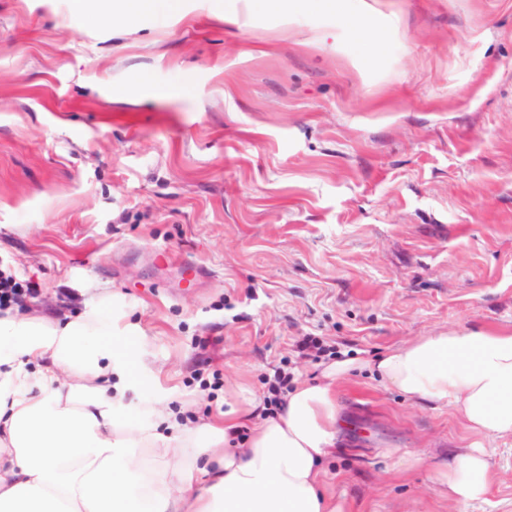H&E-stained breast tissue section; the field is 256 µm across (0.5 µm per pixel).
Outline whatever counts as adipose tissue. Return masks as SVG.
<instances>
[{"label":"adipose tissue","mask_w":512,"mask_h":512,"mask_svg":"<svg viewBox=\"0 0 512 512\" xmlns=\"http://www.w3.org/2000/svg\"><path fill=\"white\" fill-rule=\"evenodd\" d=\"M241 8L293 19L320 9L363 53L377 47L367 0H225V14ZM120 332L108 295L75 315H0V512H344L320 464L340 431L336 391L363 370L410 402L450 407L466 431L437 466L441 499L486 502L482 441L512 436V331H440L339 358L288 391L274 416L253 420L244 392L223 423L189 425L153 404L146 422L126 421ZM249 420L250 437L233 447Z\"/></svg>","instance_id":"ef3b65f1"}]
</instances>
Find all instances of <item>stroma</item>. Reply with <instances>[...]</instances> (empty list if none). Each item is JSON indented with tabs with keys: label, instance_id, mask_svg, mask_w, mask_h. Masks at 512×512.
Listing matches in <instances>:
<instances>
[{
	"label": "stroma",
	"instance_id": "1",
	"mask_svg": "<svg viewBox=\"0 0 512 512\" xmlns=\"http://www.w3.org/2000/svg\"><path fill=\"white\" fill-rule=\"evenodd\" d=\"M224 2L104 22L0 0V266L37 284L28 309L111 294L133 424L149 401L223 414L275 366L318 377L306 334L372 357L511 329L512 0H378L372 60L332 14ZM337 403L323 467L345 512H512V438L487 440L489 501L463 508L435 495L465 435L448 407L367 372Z\"/></svg>",
	"mask_w": 512,
	"mask_h": 512
}]
</instances>
